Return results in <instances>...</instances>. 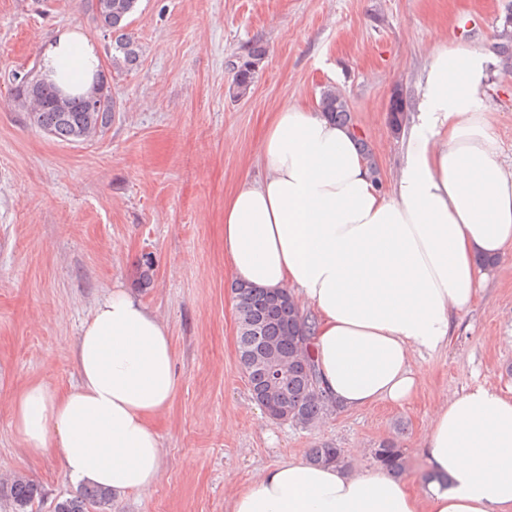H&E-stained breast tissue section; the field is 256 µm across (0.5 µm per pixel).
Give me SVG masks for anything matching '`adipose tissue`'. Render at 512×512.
<instances>
[{"label":"adipose tissue","mask_w":512,"mask_h":512,"mask_svg":"<svg viewBox=\"0 0 512 512\" xmlns=\"http://www.w3.org/2000/svg\"><path fill=\"white\" fill-rule=\"evenodd\" d=\"M41 64L75 93L91 88L101 59L88 37L64 29ZM487 65L466 44L435 50L390 185L352 129L294 104L264 136L263 176L224 203L236 281L288 292L312 317L332 410L412 401L426 375L414 355L447 345L488 278L479 259L512 253V168L479 95ZM74 355L77 386L55 394L33 383L13 395L16 436L29 455H58L73 481L151 491L164 462L153 420L178 385L166 326L119 286L83 324ZM422 451L431 476L416 489L382 471L289 458L235 493L228 512H512V399L485 385L445 399Z\"/></svg>","instance_id":"ef3b65f1"}]
</instances>
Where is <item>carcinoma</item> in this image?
Returning <instances> with one entry per match:
<instances>
[{
	"instance_id": "obj_1",
	"label": "carcinoma",
	"mask_w": 512,
	"mask_h": 512,
	"mask_svg": "<svg viewBox=\"0 0 512 512\" xmlns=\"http://www.w3.org/2000/svg\"><path fill=\"white\" fill-rule=\"evenodd\" d=\"M137 0H96L97 26L112 35V64L116 69L136 64L137 45L128 32L129 18ZM265 57V49L258 43L247 48L245 55L230 61L233 71L232 94L247 96L257 70ZM21 92L30 104V117L40 129L62 141L82 142L105 132L112 123L116 102L104 90L101 76L89 93L58 98L59 89L33 75L21 84ZM407 103L403 95L390 100L389 119L398 129L405 120ZM320 108L341 124L350 123L348 100L334 89H326L320 97ZM239 309V355L244 371L250 372L252 394L264 388L265 373L257 363L266 357L276 360L286 370L284 392L279 406L291 412V419L302 424L315 423L327 411L325 397L317 387L315 364L310 352V338L303 330L298 309L293 299L283 293L265 291L236 284ZM309 459L316 463H342V450L323 443L309 451ZM376 459L391 472L403 467V459L396 446L384 442L376 450ZM9 500L12 512H33V505L41 499L38 485L22 475L0 481V498ZM112 491L88 486L73 498L55 503L53 512H108Z\"/></svg>"
}]
</instances>
